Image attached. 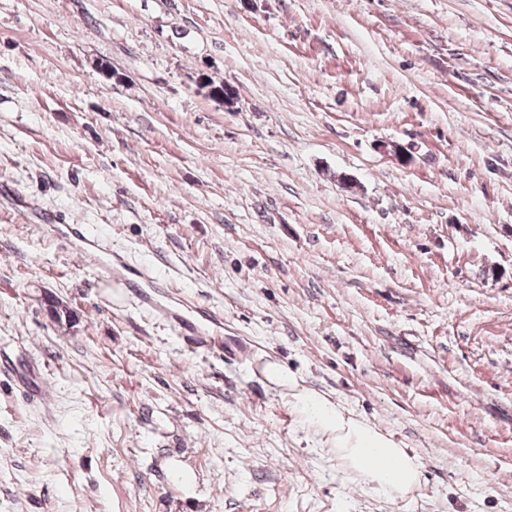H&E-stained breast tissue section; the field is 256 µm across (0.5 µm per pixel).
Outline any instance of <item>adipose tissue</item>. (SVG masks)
I'll list each match as a JSON object with an SVG mask.
<instances>
[{"label": "adipose tissue", "mask_w": 512, "mask_h": 512, "mask_svg": "<svg viewBox=\"0 0 512 512\" xmlns=\"http://www.w3.org/2000/svg\"><path fill=\"white\" fill-rule=\"evenodd\" d=\"M264 372L268 380L288 385L289 408L324 437L351 482L367 485L388 499L404 497L420 483L419 457L390 435L329 399L300 389L296 376L277 363H267Z\"/></svg>", "instance_id": "ef3b65f1"}]
</instances>
